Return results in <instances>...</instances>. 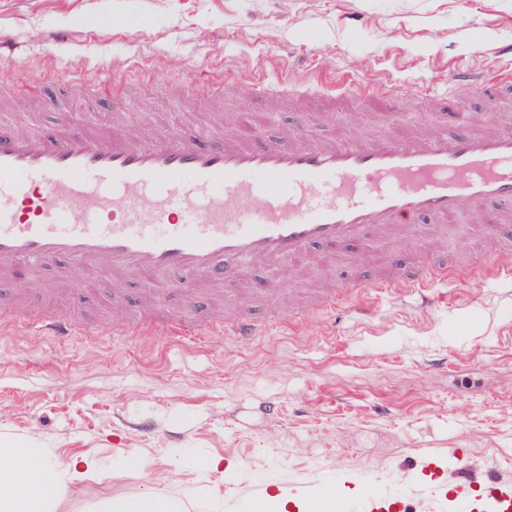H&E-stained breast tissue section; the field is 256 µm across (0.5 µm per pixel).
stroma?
I'll list each match as a JSON object with an SVG mask.
<instances>
[{
	"instance_id": "stroma-1",
	"label": "stroma",
	"mask_w": 512,
	"mask_h": 512,
	"mask_svg": "<svg viewBox=\"0 0 512 512\" xmlns=\"http://www.w3.org/2000/svg\"><path fill=\"white\" fill-rule=\"evenodd\" d=\"M51 27L66 42H46ZM18 49L0 58V121L17 133L60 123L105 135H156L225 127L249 108L276 120L278 136L429 139L466 113L476 131L512 121V87L486 97L457 85L448 100H358L323 87L345 74L359 87L443 83L452 63L512 64V0H0V30ZM87 60L79 87L93 98L60 102L54 73ZM288 78L304 93L285 106L248 85L221 99L226 76ZM444 234L368 237L310 263L250 265V289L229 294L194 279L116 285L70 268L0 279V443L52 449L59 462L95 459L105 480L70 485L56 512H95L104 498L147 491L188 496L189 512L232 503L246 512L255 486L279 491L308 475L350 472L392 492L380 512H423L419 481L447 499L482 503L486 486L459 490L443 466L456 450L475 472L512 475V223L492 246L471 212ZM447 262L431 303L378 288L394 263ZM361 282L363 304L330 310L324 294ZM272 284L274 293L264 292ZM287 313L268 335L238 343L121 329L136 309L222 326L240 309ZM85 317L91 332L60 343L35 336L19 308ZM208 457L224 460L205 471ZM149 476H142L140 463Z\"/></svg>"
}]
</instances>
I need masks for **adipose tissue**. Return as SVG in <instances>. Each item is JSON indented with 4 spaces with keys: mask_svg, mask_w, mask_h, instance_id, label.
<instances>
[{
    "mask_svg": "<svg viewBox=\"0 0 512 512\" xmlns=\"http://www.w3.org/2000/svg\"><path fill=\"white\" fill-rule=\"evenodd\" d=\"M93 460L75 457L66 466L52 460L49 449L19 446L0 448V512H55L69 485L101 480ZM103 512H188L179 496L151 492L105 501Z\"/></svg>",
    "mask_w": 512,
    "mask_h": 512,
    "instance_id": "ef3b65f1",
    "label": "adipose tissue"
}]
</instances>
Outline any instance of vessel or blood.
<instances>
[{"instance_id":"1","label":"vessel or blood","mask_w":512,"mask_h":512,"mask_svg":"<svg viewBox=\"0 0 512 512\" xmlns=\"http://www.w3.org/2000/svg\"><path fill=\"white\" fill-rule=\"evenodd\" d=\"M512 82V69L460 66L444 83L478 89ZM95 207H87L88 199ZM261 207H254V200ZM493 204L512 219V130L457 125L430 138L412 135L339 141L258 134L240 112L234 134L211 131L130 135L78 133L60 125L19 135L0 123V276L35 266L85 264L129 283L167 274L241 288L249 261L305 260L312 247L403 231L404 221L445 230L463 205ZM447 267L421 258L399 280L429 292ZM244 311L224 324L227 341L265 335L281 319ZM35 333L66 340L77 321L29 316ZM485 512H512V484L488 474ZM306 481L305 512H377L385 495L358 485L350 497Z\"/></svg>"}]
</instances>
